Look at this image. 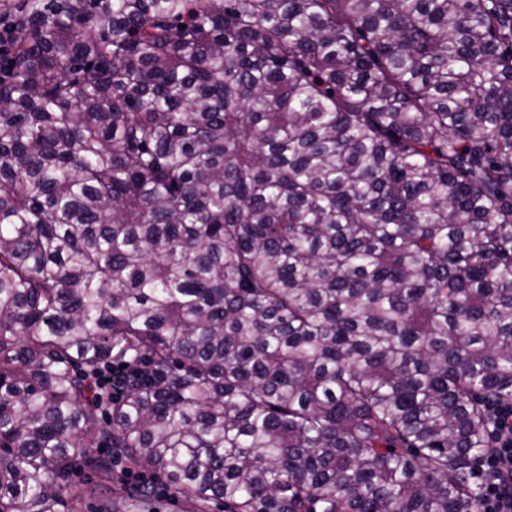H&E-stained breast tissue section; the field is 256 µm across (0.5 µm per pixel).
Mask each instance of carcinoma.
<instances>
[{
    "label": "carcinoma",
    "mask_w": 512,
    "mask_h": 512,
    "mask_svg": "<svg viewBox=\"0 0 512 512\" xmlns=\"http://www.w3.org/2000/svg\"><path fill=\"white\" fill-rule=\"evenodd\" d=\"M487 396L512 0H0V512H476ZM125 368L121 365H113L112 368L98 375L93 383V388H111L114 395H119L123 390ZM72 481L73 486L84 487L87 491L82 512H101L100 504L112 500L111 485L99 475H93L89 469L83 466L78 465ZM146 475V474H145ZM136 477V476H134ZM132 477L131 479L127 480V483L129 484V490L131 492H136L141 485H143L145 481L153 483V485L156 487V493L154 495L155 499L157 500L159 504V512H183L181 503L172 498L169 491L166 489V487L162 484L161 480L155 479L151 475H146V478H143V481L137 482L135 478ZM134 486H139L138 488H135ZM163 490H166L167 495Z\"/></svg>",
    "instance_id": "obj_1"
}]
</instances>
